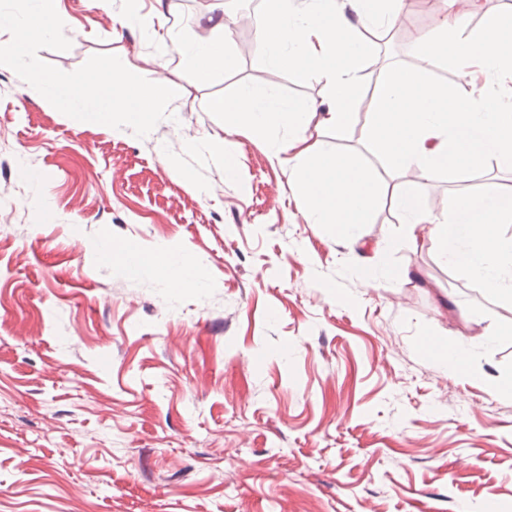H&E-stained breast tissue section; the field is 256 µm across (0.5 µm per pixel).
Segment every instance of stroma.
Instances as JSON below:
<instances>
[{"label":"stroma","instance_id":"stroma-1","mask_svg":"<svg viewBox=\"0 0 512 512\" xmlns=\"http://www.w3.org/2000/svg\"><path fill=\"white\" fill-rule=\"evenodd\" d=\"M173 3L138 0L169 43L162 55L125 21V0H58L71 47L39 57L71 72L114 54L175 82L181 127L162 121L140 139L92 126L0 68V512H410L418 497L431 512H512V307L443 264L427 224L396 249L397 281L345 278L356 306L314 280L382 261L402 225L399 189H421L433 217L451 193L512 190L494 161L452 178L395 166L367 136L371 100L397 72L465 93L449 59L419 62L436 8L408 11L413 40L360 29L370 52L345 129L310 115L309 140L363 153L382 181L352 244L306 223L291 154L269 157L256 134L206 109L244 81L317 104L321 75L272 69L264 36L245 52L232 27L230 66L188 64L172 39L208 37L233 2ZM225 137L230 165L191 150ZM160 250L189 256L204 287L133 269ZM490 325L507 334L468 372L437 368L443 346L477 344Z\"/></svg>","mask_w":512,"mask_h":512}]
</instances>
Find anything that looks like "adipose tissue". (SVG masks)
<instances>
[{
  "instance_id": "1",
  "label": "adipose tissue",
  "mask_w": 512,
  "mask_h": 512,
  "mask_svg": "<svg viewBox=\"0 0 512 512\" xmlns=\"http://www.w3.org/2000/svg\"><path fill=\"white\" fill-rule=\"evenodd\" d=\"M448 0V11L426 42L424 59L450 58L469 95L456 98L424 86L419 71L389 78L370 105L376 121L368 135L394 165L449 174L494 160L512 170V14H488L483 0ZM395 0H270L257 27L271 35L272 66L288 65L307 74L320 72L327 93V122L346 128L360 97L359 72L367 44L354 22L385 26ZM484 17L482 32L466 28L467 17Z\"/></svg>"
}]
</instances>
